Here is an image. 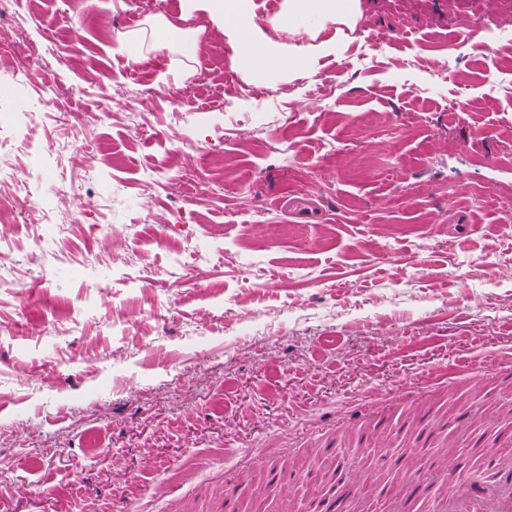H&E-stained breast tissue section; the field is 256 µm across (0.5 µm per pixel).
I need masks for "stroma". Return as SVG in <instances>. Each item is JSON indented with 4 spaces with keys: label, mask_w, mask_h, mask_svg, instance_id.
Wrapping results in <instances>:
<instances>
[{
    "label": "stroma",
    "mask_w": 512,
    "mask_h": 512,
    "mask_svg": "<svg viewBox=\"0 0 512 512\" xmlns=\"http://www.w3.org/2000/svg\"><path fill=\"white\" fill-rule=\"evenodd\" d=\"M135 2L0 0V512H273L280 463L365 465L341 419L373 392L498 409L505 379L465 375L512 371V0H360L258 80L205 0ZM166 24L197 58L154 50ZM360 30L401 38L367 63Z\"/></svg>",
    "instance_id": "1"
}]
</instances>
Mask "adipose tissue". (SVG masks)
Here are the masks:
<instances>
[{
  "instance_id": "ef3b65f1",
  "label": "adipose tissue",
  "mask_w": 512,
  "mask_h": 512,
  "mask_svg": "<svg viewBox=\"0 0 512 512\" xmlns=\"http://www.w3.org/2000/svg\"><path fill=\"white\" fill-rule=\"evenodd\" d=\"M359 0H288L284 10L270 18L269 26L291 33L313 32V20L332 21L354 26ZM208 9L214 22L237 33L238 59L253 76H263L278 67L297 73L306 64L307 49L303 46L282 48L261 42L253 33L258 24L249 11L247 0H208Z\"/></svg>"
}]
</instances>
